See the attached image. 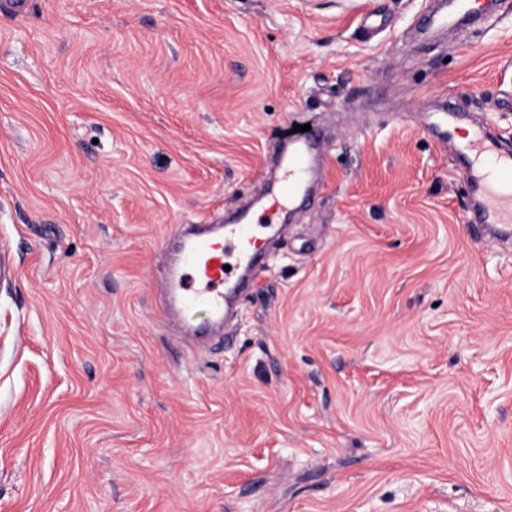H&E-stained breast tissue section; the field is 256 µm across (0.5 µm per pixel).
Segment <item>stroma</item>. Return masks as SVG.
<instances>
[{
  "instance_id": "35a3bbf8",
  "label": "stroma",
  "mask_w": 512,
  "mask_h": 512,
  "mask_svg": "<svg viewBox=\"0 0 512 512\" xmlns=\"http://www.w3.org/2000/svg\"><path fill=\"white\" fill-rule=\"evenodd\" d=\"M0 7V512H512V243L430 134L512 147V0ZM323 130L228 340L156 304L185 224L263 223ZM284 141L286 144L279 157V174L269 189L270 207L276 206L275 214L290 206L302 193L304 180L310 174L311 160L316 154L317 137L313 128Z\"/></svg>"
}]
</instances>
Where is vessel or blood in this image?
Here are the masks:
<instances>
[{
    "label": "vessel or blood",
    "mask_w": 512,
    "mask_h": 512,
    "mask_svg": "<svg viewBox=\"0 0 512 512\" xmlns=\"http://www.w3.org/2000/svg\"><path fill=\"white\" fill-rule=\"evenodd\" d=\"M446 126L439 137L452 143L463 163V175L477 191L474 220L482 224L512 225V153L501 148L483 127H476L463 143L454 140L458 114L446 109ZM315 131L288 139L279 157L280 174L269 189L277 209L291 205L301 194L316 153ZM277 231L275 223L255 229L248 215L218 228L199 225L195 233L178 237L167 256V290L162 312L177 322L183 337L195 345L215 338L218 327L231 320L238 301L266 249V239ZM235 271H226L228 258Z\"/></svg>",
    "instance_id": "1"
}]
</instances>
